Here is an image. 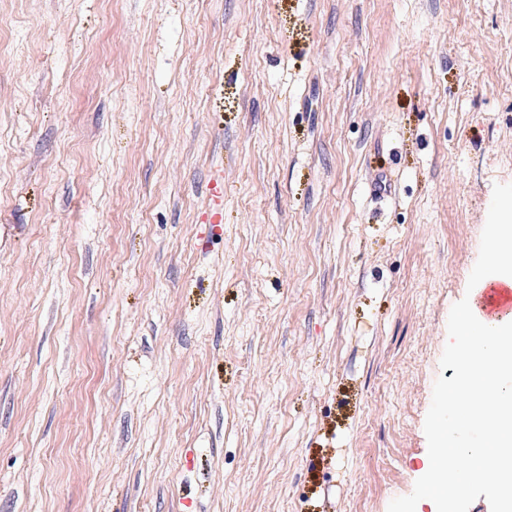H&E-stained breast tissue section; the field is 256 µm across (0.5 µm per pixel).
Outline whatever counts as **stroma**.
Wrapping results in <instances>:
<instances>
[{"label": "stroma", "instance_id": "1", "mask_svg": "<svg viewBox=\"0 0 512 512\" xmlns=\"http://www.w3.org/2000/svg\"><path fill=\"white\" fill-rule=\"evenodd\" d=\"M498 183L512 0H0V512H388Z\"/></svg>", "mask_w": 512, "mask_h": 512}]
</instances>
